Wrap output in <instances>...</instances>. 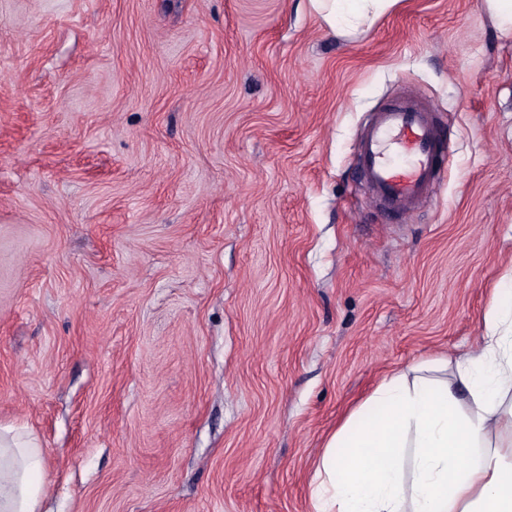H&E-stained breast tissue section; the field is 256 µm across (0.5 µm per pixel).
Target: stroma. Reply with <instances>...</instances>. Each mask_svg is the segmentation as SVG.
<instances>
[{
	"mask_svg": "<svg viewBox=\"0 0 512 512\" xmlns=\"http://www.w3.org/2000/svg\"><path fill=\"white\" fill-rule=\"evenodd\" d=\"M449 137L384 220L357 136L402 88ZM512 38L401 0L361 39L307 0H0V424L45 512H310L383 374L512 290Z\"/></svg>",
	"mask_w": 512,
	"mask_h": 512,
	"instance_id": "35a3bbf8",
	"label": "stroma"
}]
</instances>
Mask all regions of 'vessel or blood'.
Returning a JSON list of instances; mask_svg holds the SVG:
<instances>
[{"instance_id": "b4317fda", "label": "vessel or blood", "mask_w": 512, "mask_h": 512, "mask_svg": "<svg viewBox=\"0 0 512 512\" xmlns=\"http://www.w3.org/2000/svg\"><path fill=\"white\" fill-rule=\"evenodd\" d=\"M441 133L429 105L401 91L384 103L364 129L359 168L371 198L390 216L416 209L442 182Z\"/></svg>"}]
</instances>
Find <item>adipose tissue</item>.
Segmentation results:
<instances>
[{"label": "adipose tissue", "mask_w": 512, "mask_h": 512, "mask_svg": "<svg viewBox=\"0 0 512 512\" xmlns=\"http://www.w3.org/2000/svg\"><path fill=\"white\" fill-rule=\"evenodd\" d=\"M400 0H309L337 37L369 31ZM43 448L0 427V512H40ZM311 512H512V301L447 359L384 376L314 468Z\"/></svg>", "instance_id": "ef3b65f1"}]
</instances>
